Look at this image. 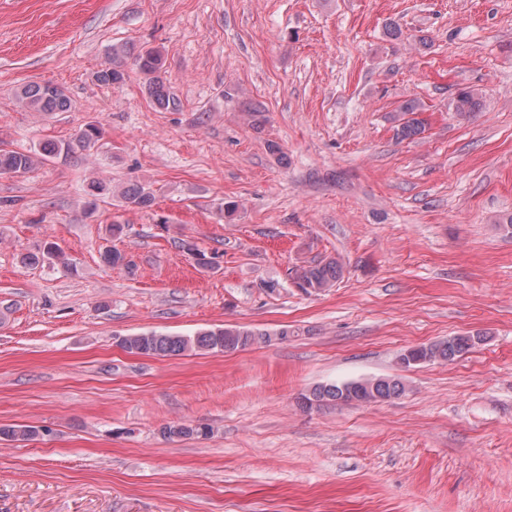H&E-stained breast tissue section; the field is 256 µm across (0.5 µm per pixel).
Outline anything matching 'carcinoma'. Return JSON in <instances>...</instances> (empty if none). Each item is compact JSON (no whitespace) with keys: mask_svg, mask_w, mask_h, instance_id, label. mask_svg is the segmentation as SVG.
I'll return each mask as SVG.
<instances>
[{"mask_svg":"<svg viewBox=\"0 0 512 512\" xmlns=\"http://www.w3.org/2000/svg\"><path fill=\"white\" fill-rule=\"evenodd\" d=\"M136 65L141 73L149 77L147 94L150 102L161 110H175L179 101L160 77L163 58L157 50L140 52ZM127 73L120 53H113L112 66L99 71L97 80L104 85H121L126 81ZM21 101L32 111L50 114L64 112L70 102L65 92L50 83H32L26 85L20 93ZM457 112H477L482 106L481 94L469 90L460 92L453 102ZM101 128L95 123H88L76 134L74 141H46L35 148L21 150L10 147L0 141V174L28 173L51 159L73 151L78 146L82 149L93 147L101 137ZM112 193L103 182L93 180L88 184L86 206L88 211L99 210L101 203ZM125 203L138 209H149L155 203L153 192L142 185H129L120 192ZM104 263L113 269L132 272V261L117 248H109L102 253ZM29 265L45 262L70 267L64 252L52 242L45 244L42 252L23 257ZM343 277V264L340 260L329 257L315 260L294 270L293 282L306 294L320 293L334 286ZM270 334L262 331L240 328H217L203 330L193 336L173 335L157 331L142 332L122 338L121 346L128 352L160 357L181 356L189 351L218 352L226 349L242 350L255 344L268 343ZM483 341L479 334L454 335L446 340L428 345L411 347L399 356V362L405 365L422 363H448L469 352L476 344ZM407 391L401 379L390 377H373L348 381L345 384L325 383L312 388L310 394H304L299 400L302 410L308 411L313 406H348L352 404L370 405L399 398ZM41 428L33 425L0 426V439L7 441H30L38 436ZM211 434V428L203 424H169L161 429V435L167 440L175 438H205Z\"/></svg>","mask_w":512,"mask_h":512,"instance_id":"carcinoma-1","label":"carcinoma"}]
</instances>
